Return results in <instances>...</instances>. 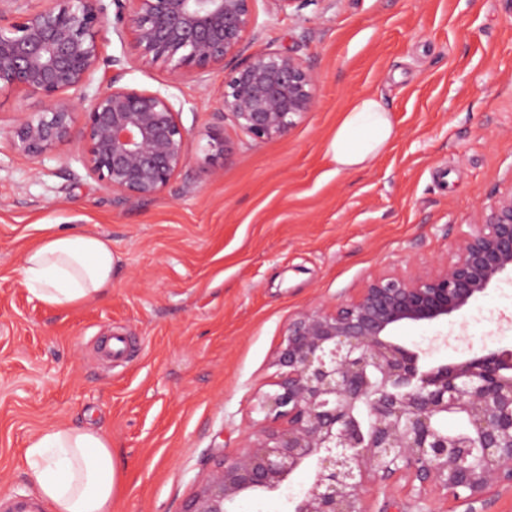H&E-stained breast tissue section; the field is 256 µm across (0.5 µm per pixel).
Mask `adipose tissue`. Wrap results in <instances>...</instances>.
<instances>
[{"label":"adipose tissue","mask_w":512,"mask_h":512,"mask_svg":"<svg viewBox=\"0 0 512 512\" xmlns=\"http://www.w3.org/2000/svg\"><path fill=\"white\" fill-rule=\"evenodd\" d=\"M389 111L373 96L355 100L328 150L337 169L365 166L391 141ZM111 243L100 235L51 233L21 255L15 272L41 303L67 307L107 294L112 287ZM26 463L37 498L50 512H112L117 465L109 439L89 427L51 425L29 439Z\"/></svg>","instance_id":"1"}]
</instances>
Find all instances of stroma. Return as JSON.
Segmentation results:
<instances>
[{
  "mask_svg": "<svg viewBox=\"0 0 512 512\" xmlns=\"http://www.w3.org/2000/svg\"><path fill=\"white\" fill-rule=\"evenodd\" d=\"M255 11L238 62L286 50L320 80L314 110L263 143L218 119L222 70L173 85L137 62L130 36L104 32L91 89H166L183 106L189 163L150 199L103 187L78 144L37 161L15 150L10 130L45 104L0 93V512L18 502L49 512L31 493L24 450L59 423L109 437L112 512H181L210 458L248 445L299 312L353 298L380 274L432 271L512 184V0H307L289 13L256 0ZM365 95L388 109L394 136L364 167L337 170L327 147ZM215 138L229 154L211 148ZM72 230L111 242L112 287L55 309L15 267L45 235ZM108 336L127 337L126 358L101 356ZM397 340L428 367L512 348V274L463 315ZM311 482L300 470L284 492L235 510L285 512Z\"/></svg>",
  "mask_w": 512,
  "mask_h": 512,
  "instance_id": "obj_1",
  "label": "stroma"
}]
</instances>
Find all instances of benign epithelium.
<instances>
[{"instance_id":"1","label":"benign epithelium","mask_w":512,"mask_h":512,"mask_svg":"<svg viewBox=\"0 0 512 512\" xmlns=\"http://www.w3.org/2000/svg\"><path fill=\"white\" fill-rule=\"evenodd\" d=\"M254 2L113 0L138 60L161 67L172 86L241 52ZM106 21L105 0H43L20 19L0 8V91L46 101L12 128V144L41 159L76 143L104 187L151 198L189 161L182 109L159 90L88 93ZM318 82L293 53L259 50L224 76L218 112L232 113L255 142L281 138L315 108ZM508 271L512 186L481 208L454 258L432 273L378 276L351 301L300 312L275 353L276 390L259 399L265 422L255 443L216 457L181 512H235L239 499L278 492L306 466L314 480L292 512H372L367 488L401 479L416 502L436 493L473 504L512 489V349L425 369L396 341L404 327L462 315ZM450 413L465 417L466 440L439 424Z\"/></svg>"}]
</instances>
